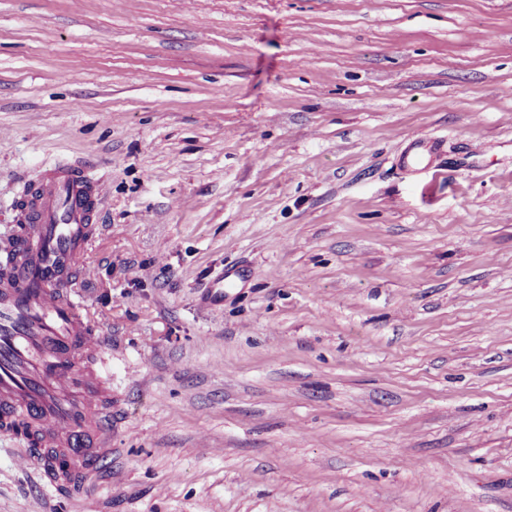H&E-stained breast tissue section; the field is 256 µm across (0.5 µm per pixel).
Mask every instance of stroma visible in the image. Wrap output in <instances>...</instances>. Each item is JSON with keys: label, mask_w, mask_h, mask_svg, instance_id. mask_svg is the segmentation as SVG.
Returning a JSON list of instances; mask_svg holds the SVG:
<instances>
[{"label": "stroma", "mask_w": 512, "mask_h": 512, "mask_svg": "<svg viewBox=\"0 0 512 512\" xmlns=\"http://www.w3.org/2000/svg\"><path fill=\"white\" fill-rule=\"evenodd\" d=\"M75 159L111 451L0 512H512V0H0V237ZM437 146V139L427 138L422 133H414L410 137V149L406 155V160L415 167L435 151Z\"/></svg>", "instance_id": "35a3bbf8"}]
</instances>
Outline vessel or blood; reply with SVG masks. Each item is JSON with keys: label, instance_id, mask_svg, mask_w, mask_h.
<instances>
[{"label": "vessel or blood", "instance_id": "vessel-or-blood-1", "mask_svg": "<svg viewBox=\"0 0 512 512\" xmlns=\"http://www.w3.org/2000/svg\"><path fill=\"white\" fill-rule=\"evenodd\" d=\"M437 140L415 133L406 160L424 161ZM93 163L44 170L29 197L30 219L0 238L13 261L0 275V428L31 423L24 440L48 486L84 488V461L105 452L112 389L92 366L108 347L84 313L77 291L98 232L104 194Z\"/></svg>", "mask_w": 512, "mask_h": 512}]
</instances>
